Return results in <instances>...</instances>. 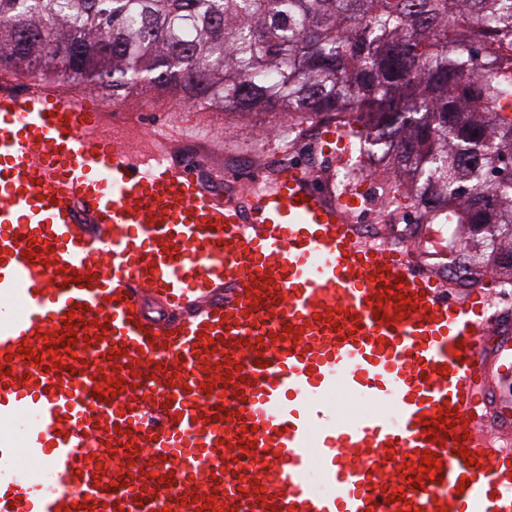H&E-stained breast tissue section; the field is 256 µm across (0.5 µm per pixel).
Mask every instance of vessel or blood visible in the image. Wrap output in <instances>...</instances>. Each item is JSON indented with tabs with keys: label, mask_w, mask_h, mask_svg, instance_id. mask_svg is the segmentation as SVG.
<instances>
[{
	"label": "vessel or blood",
	"mask_w": 512,
	"mask_h": 512,
	"mask_svg": "<svg viewBox=\"0 0 512 512\" xmlns=\"http://www.w3.org/2000/svg\"><path fill=\"white\" fill-rule=\"evenodd\" d=\"M191 141L220 151L0 69V423L26 432L0 440V512H398L396 487L418 512H512V425L487 403L512 312L366 232L363 193L298 166L203 172ZM338 390L374 412L338 415Z\"/></svg>",
	"instance_id": "1"
}]
</instances>
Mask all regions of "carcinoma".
<instances>
[{
    "mask_svg": "<svg viewBox=\"0 0 512 512\" xmlns=\"http://www.w3.org/2000/svg\"><path fill=\"white\" fill-rule=\"evenodd\" d=\"M512 0H0V67L247 120L334 121L423 224H454L474 282H512Z\"/></svg>",
    "mask_w": 512,
    "mask_h": 512,
    "instance_id": "cac0c4a2",
    "label": "carcinoma"
}]
</instances>
